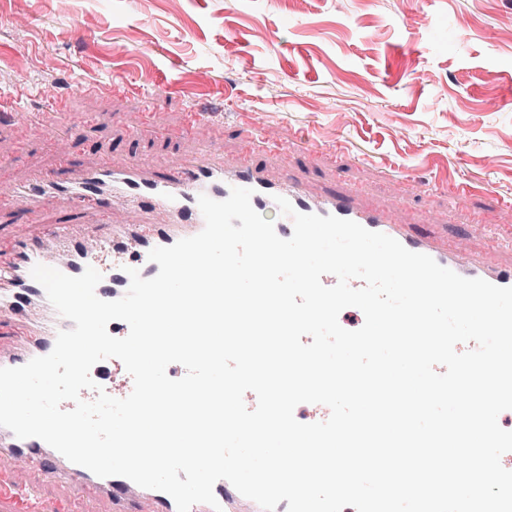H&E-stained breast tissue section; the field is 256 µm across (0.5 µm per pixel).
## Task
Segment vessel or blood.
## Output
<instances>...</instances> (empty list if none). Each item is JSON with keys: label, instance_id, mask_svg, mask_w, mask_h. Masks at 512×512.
Segmentation results:
<instances>
[{"label": "vessel or blood", "instance_id": "vessel-or-blood-1", "mask_svg": "<svg viewBox=\"0 0 512 512\" xmlns=\"http://www.w3.org/2000/svg\"><path fill=\"white\" fill-rule=\"evenodd\" d=\"M214 109L208 100H200L191 111L190 121L178 128V136L192 138L199 123ZM259 147L278 161L288 157L287 143L269 135L258 142L244 141L230 157L212 148L190 160L165 158L159 168L136 159L117 166L105 156L94 167L83 169L59 148L54 166L33 174L27 184L11 185L0 180V212L21 211L35 216L46 198L55 197L64 200L75 216L93 212L108 227L105 233L91 235L79 225L61 224L42 242L24 248L0 235V335L15 339L12 349H0V367H19L49 354L58 332L73 326L57 313L44 288L32 278L35 265L50 266L69 276L94 267L102 274L97 297L117 300L129 288L128 268L138 269L145 279L157 275L158 264L148 259L152 248L173 245L203 230L199 195L222 201L234 187L253 189V208L263 215L275 214L279 237L288 238L293 233L291 218L278 212L275 199L280 196L288 199L297 212L333 215L384 233L462 277L512 286V265L500 263L495 253H466L455 241L430 232V225L444 223V215H422L420 221L428 229L416 231L412 222L399 220L392 209L355 186L317 191L301 174L268 176L253 160ZM91 377L116 398L127 397L133 389L130 374L113 373L107 359L93 366ZM31 469L77 487L76 497L65 504L63 512H93L101 498L111 500L112 512H130L132 506L141 503L148 504V512H177L174 500L166 493L140 487L122 476H97L44 441L20 439L0 427V500L9 501L12 512H39L41 508L36 492L23 489L16 480L18 473ZM213 492L223 512H262L256 502L226 480L217 481Z\"/></svg>", "mask_w": 512, "mask_h": 512}]
</instances>
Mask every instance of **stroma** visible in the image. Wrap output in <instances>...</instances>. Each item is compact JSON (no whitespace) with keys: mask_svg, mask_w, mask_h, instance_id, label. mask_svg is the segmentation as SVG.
<instances>
[{"mask_svg":"<svg viewBox=\"0 0 512 512\" xmlns=\"http://www.w3.org/2000/svg\"><path fill=\"white\" fill-rule=\"evenodd\" d=\"M17 15L29 27L13 25ZM459 16L466 30L452 23ZM91 71L105 84L123 75L141 91L86 94ZM199 72L233 92L230 107L190 140L134 133L141 122L181 126ZM19 82L29 93L16 118L0 117V161L19 184L53 165L48 135L81 167L105 154L152 166L213 143L234 150L252 133L237 119L249 112L291 141L288 171L316 188L356 183L413 215L448 212L441 232L483 252L487 240L449 209V188L465 181L472 208L512 225V101L484 107L512 89V0H70L63 11L55 0H0V88ZM45 82L69 109L49 134L19 144L16 121L35 119L43 104L34 92ZM337 141L349 155L324 160ZM386 165L399 177L384 179ZM68 220L65 204L52 201L36 223L0 213V230L25 242Z\"/></svg>","mask_w":512,"mask_h":512,"instance_id":"obj_1","label":"stroma"}]
</instances>
